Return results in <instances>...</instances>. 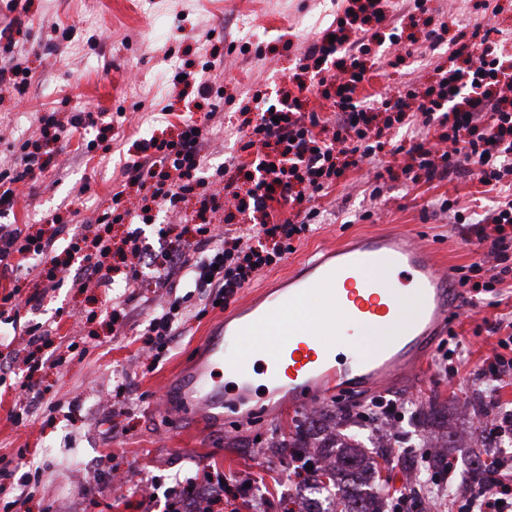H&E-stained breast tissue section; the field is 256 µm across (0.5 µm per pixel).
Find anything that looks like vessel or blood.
<instances>
[{
	"mask_svg": "<svg viewBox=\"0 0 512 512\" xmlns=\"http://www.w3.org/2000/svg\"><path fill=\"white\" fill-rule=\"evenodd\" d=\"M385 280H365L377 264ZM320 310L309 308L313 292ZM466 301L452 269L433 248L402 231L355 235L322 248L277 286L235 300L201 343L202 355L178 371L190 403L211 408L221 424L224 403H248L263 393L270 403L314 404L341 390L381 388L393 377L426 367L431 342L445 333ZM378 325L387 344L361 360L337 351L338 323Z\"/></svg>",
	"mask_w": 512,
	"mask_h": 512,
	"instance_id": "1",
	"label": "vessel or blood"
}]
</instances>
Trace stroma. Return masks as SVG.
Returning a JSON list of instances; mask_svg holds the SVG:
<instances>
[{"instance_id": "35a3bbf8", "label": "stroma", "mask_w": 512, "mask_h": 512, "mask_svg": "<svg viewBox=\"0 0 512 512\" xmlns=\"http://www.w3.org/2000/svg\"><path fill=\"white\" fill-rule=\"evenodd\" d=\"M475 2L431 0L430 12L404 20L402 37L415 49L406 64L420 83L429 82L435 66L447 64L453 51L449 43L430 48L426 39L442 13L500 29L505 52L512 55V0H487V9L479 11ZM344 7L343 0H26L25 10L13 12L7 0H0V28L19 21L13 54L29 71L26 83L0 84V165L19 155L25 140L39 139L41 116L52 114L64 122L81 112L114 114L120 109L126 116L109 130L91 128L92 147H83L77 136L50 144L48 168L20 184L5 223L40 229L45 218L56 215L61 223L80 228L110 204L124 165L136 155V141L172 135L169 121L175 114L196 119L214 114L204 147L210 177L204 192L221 191L227 181L244 185L245 173L228 171L221 182L213 174L237 152L239 124L258 119L248 90L274 98L292 88L295 49L319 40ZM214 48L223 61L212 73L205 100L195 87L179 84L177 76L200 70ZM259 50L264 53L260 59L255 56ZM214 103L219 106L215 112L210 109ZM409 163L402 154L391 159L392 172L376 199L369 196L368 171L348 170L324 201L334 217L295 241L294 252L259 272L252 287L285 275L313 251L385 228L411 232L431 244L444 265L459 268L478 261L482 247L475 235L425 206L449 195L461 206L477 207L486 199L482 186L468 176L415 183L404 173ZM151 214L152 223L141 227L143 238L151 241L166 226L179 233L204 220L213 233L236 235L254 224L249 215L225 209L200 213L193 198L179 214L159 207ZM180 296L186 299L184 333L158 368L150 369L135 341L139 326L156 305ZM508 312L512 298L497 307L467 308L453 323L469 352L457 375L433 360L385 389L389 398L407 405L398 438L418 444L429 435L445 442L443 454L457 469L450 483L458 489L483 429L472 410L485 401L476 374L496 345L484 323ZM222 315L198 297H186L181 287L142 291L118 319L112 316L111 289L65 284L47 290L31 319L57 318L58 335L76 346L61 365L34 373L45 401L23 424L8 419L19 388H0V458L24 460L30 473L28 512H160L147 489L171 486L176 475L201 468L229 487L211 512H290L300 501L319 508L294 462H281L271 446L274 438H288L297 426L307 425V407L274 414L259 404L246 419L232 410L223 426L213 429L201 425L197 409L184 406L177 390L167 389V380L197 357L206 330ZM376 397L370 390L331 396L320 405L322 419L358 444L387 493L397 494L406 486L407 472L428 467L432 460L418 444L414 455L386 461L372 426L343 417L345 408L370 406ZM458 428L469 434L468 443L455 439ZM258 446L264 455L255 454ZM116 473L125 477L117 492L106 481ZM246 483L253 488L247 496L239 492Z\"/></svg>"}]
</instances>
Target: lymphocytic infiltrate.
<instances>
[{
	"instance_id": "obj_1",
	"label": "lymphocytic infiltrate",
	"mask_w": 512,
	"mask_h": 512,
	"mask_svg": "<svg viewBox=\"0 0 512 512\" xmlns=\"http://www.w3.org/2000/svg\"><path fill=\"white\" fill-rule=\"evenodd\" d=\"M399 12L391 0H348L336 18L332 38H321L297 55L302 78L295 91L283 93L274 104L262 91L253 92L260 118L247 125L238 154L216 173L249 171L246 189L228 182L224 193L235 200L237 210L262 214L264 241L253 246L240 237L213 234L209 225H196L192 239L182 240L169 267L157 271L156 287H170L173 279L181 278L206 294L208 302H228L260 271L280 264L292 252L296 237L310 232L323 215L315 200L328 196L347 170L378 164L385 146L369 135L371 100L359 96L358 89L370 79L366 61L372 29L397 25ZM480 35L477 28L458 31L454 55L463 58V66L437 67L433 85L421 90L410 79L402 94L385 95L380 101L384 111L396 115L416 104L423 128L433 130L444 144L440 154L414 140L390 148L392 154L416 162L426 181L466 173L495 192L480 213L467 211L451 198L430 203L453 223L468 225L483 247L482 258L459 270L458 284L473 299L497 294L512 278V194L497 193L500 187H512V60L481 43ZM313 95L328 102L330 115L307 109ZM207 132L206 124L182 117L175 137L141 141L137 158L123 169L124 177L147 189L152 202L178 213L199 184ZM47 165L40 150H25L13 166L0 170V214L12 209L18 184L36 178ZM62 235L67 244L60 250L56 242ZM110 251L101 237H88L63 224L54 225L47 237L17 224H0V266L32 265L54 288L63 283L74 260L82 270L74 280L78 287H138L139 274L121 276L119 266L107 263ZM181 323L179 302L153 308L139 332L144 352L172 347ZM488 330L497 338V349L486 358L480 380L503 426L512 431V408L498 400L504 377L512 375V319L499 320ZM24 332L30 347L29 371L60 364V357L51 352V323L30 322Z\"/></svg>"
}]
</instances>
